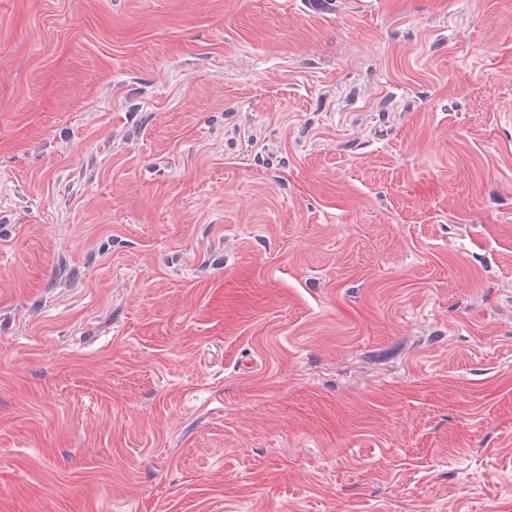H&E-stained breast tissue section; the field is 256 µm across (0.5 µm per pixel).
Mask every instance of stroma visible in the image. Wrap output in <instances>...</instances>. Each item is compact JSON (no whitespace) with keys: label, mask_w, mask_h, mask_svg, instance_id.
I'll return each instance as SVG.
<instances>
[{"label":"stroma","mask_w":512,"mask_h":512,"mask_svg":"<svg viewBox=\"0 0 512 512\" xmlns=\"http://www.w3.org/2000/svg\"><path fill=\"white\" fill-rule=\"evenodd\" d=\"M0 512H512V0H0Z\"/></svg>","instance_id":"1"}]
</instances>
